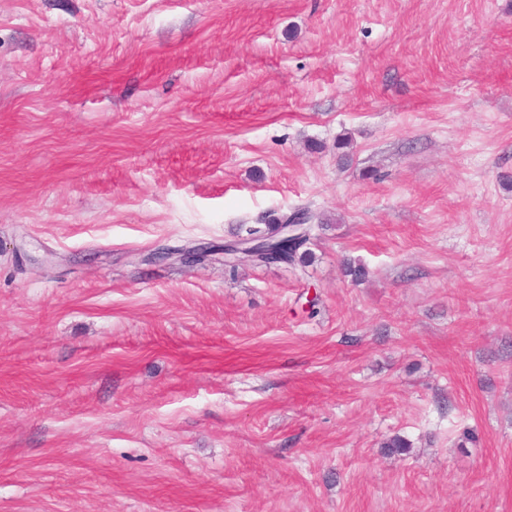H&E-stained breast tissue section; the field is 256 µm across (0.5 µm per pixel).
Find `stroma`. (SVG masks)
Here are the masks:
<instances>
[{
	"mask_svg": "<svg viewBox=\"0 0 512 512\" xmlns=\"http://www.w3.org/2000/svg\"><path fill=\"white\" fill-rule=\"evenodd\" d=\"M0 512H512V0H0ZM287 218V216H283L281 218H274L269 224H263L262 226H249V227H241L238 229L237 233L233 235V238H238L243 235V233L247 235L254 234H268L274 235L278 229L279 224H281L282 220ZM304 218H297L291 221L290 224H281L280 236L281 238L285 237H298L297 240L302 239L306 236L304 229L302 228L305 223L303 222ZM308 241L309 238H305L298 242L282 239L280 242L275 243L271 246V248H273V252L278 255L277 262L275 263L288 265L309 263L313 258V254L309 249H304Z\"/></svg>",
	"mask_w": 512,
	"mask_h": 512,
	"instance_id": "obj_1",
	"label": "stroma"
}]
</instances>
